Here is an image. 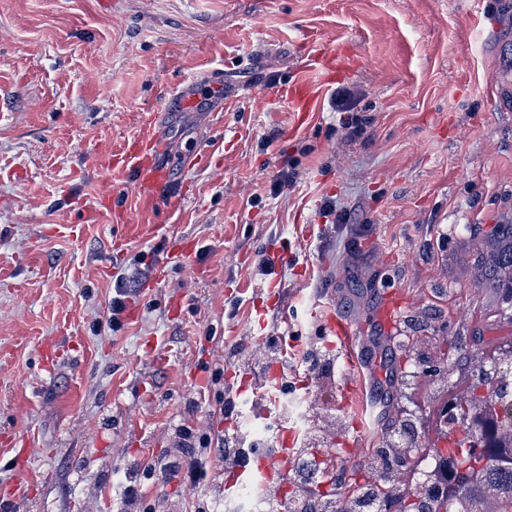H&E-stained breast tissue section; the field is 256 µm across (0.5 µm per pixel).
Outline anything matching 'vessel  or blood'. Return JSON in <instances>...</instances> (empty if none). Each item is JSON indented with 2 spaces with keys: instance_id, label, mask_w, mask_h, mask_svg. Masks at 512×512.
Here are the masks:
<instances>
[{
  "instance_id": "obj_1",
  "label": "vessel or blood",
  "mask_w": 512,
  "mask_h": 512,
  "mask_svg": "<svg viewBox=\"0 0 512 512\" xmlns=\"http://www.w3.org/2000/svg\"><path fill=\"white\" fill-rule=\"evenodd\" d=\"M315 61V76L297 77L289 84L285 93L290 110L300 124L306 122L315 111L321 88L331 85L334 79L346 73L353 65L348 54L332 49L319 52ZM143 125L144 133L131 138L119 151L113 153L109 165L112 169L132 175L137 186L153 200L164 193L170 184L168 166L164 160L165 141L158 128L157 114H149ZM404 306L405 302L401 297L394 293L388 294L377 311L378 322L387 328L395 327ZM326 326L334 346L340 349L346 364L356 369L360 368L357 342L364 330L363 323L339 319L332 315L328 317ZM291 455V448H281V465L275 470L269 468L264 459L258 458L252 466L241 465L226 471L224 486L228 489L236 486L249 468L262 473L266 479L284 481L288 474L287 463Z\"/></svg>"
}]
</instances>
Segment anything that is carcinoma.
Returning a JSON list of instances; mask_svg holds the SVG:
<instances>
[{
  "mask_svg": "<svg viewBox=\"0 0 512 512\" xmlns=\"http://www.w3.org/2000/svg\"><path fill=\"white\" fill-rule=\"evenodd\" d=\"M486 280L492 284L512 281V224H501L487 240L482 255ZM485 380L477 379L470 385L471 397L456 400L446 410V418L458 423L467 414H478L484 427L495 431L512 426L504 422L499 407L507 402L509 386L500 385L491 393L483 391ZM405 442L400 448L386 449V455L397 465H405L415 455L422 453L418 433L410 424L405 425ZM432 462L416 469L413 476L420 485H425L429 470L442 475L441 486L430 488L425 496L412 498L401 496L388 484V477L381 476L371 488L357 483L334 501L332 512H357L359 500L375 498L380 503L395 502L396 512H484L483 491L489 486L499 492L497 512H512V445L507 446L497 439L474 448L466 431L458 432L448 439V447L429 450Z\"/></svg>",
  "mask_w": 512,
  "mask_h": 512,
  "instance_id": "carcinoma-1",
  "label": "carcinoma"
}]
</instances>
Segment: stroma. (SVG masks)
Returning a JSON list of instances; mask_svg holds the SVG:
<instances>
[{"mask_svg":"<svg viewBox=\"0 0 512 512\" xmlns=\"http://www.w3.org/2000/svg\"><path fill=\"white\" fill-rule=\"evenodd\" d=\"M487 2L493 33L474 0H0V484L24 487L9 512H222L260 422L332 451L333 471L289 470L281 498L381 474L404 423L442 447L438 409L481 352L512 345V299L474 278L484 236L512 221V89L495 82L512 0ZM342 42L360 66L305 125L265 108L262 89ZM190 80L184 109L170 91ZM149 112L171 178L158 207L104 164ZM103 194L111 212L85 221ZM119 281L123 327L99 331ZM389 292L408 304L386 331ZM330 312L366 325L370 413L341 402L354 376ZM184 425L225 442L193 487L147 473L183 457Z\"/></svg>","mask_w":512,"mask_h":512,"instance_id":"1","label":"stroma"}]
</instances>
